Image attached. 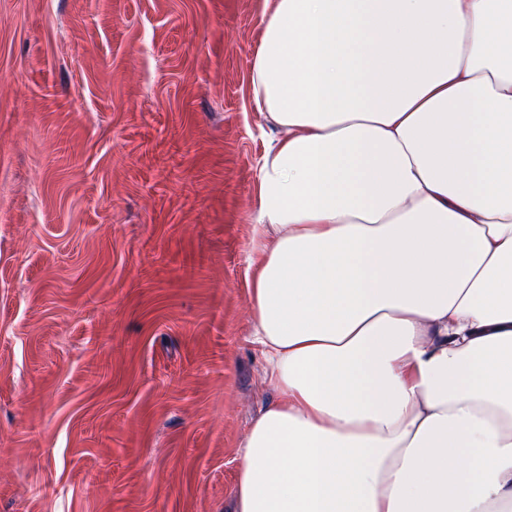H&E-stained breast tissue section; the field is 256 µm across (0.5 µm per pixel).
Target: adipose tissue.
<instances>
[{"mask_svg": "<svg viewBox=\"0 0 512 512\" xmlns=\"http://www.w3.org/2000/svg\"><path fill=\"white\" fill-rule=\"evenodd\" d=\"M233 512H512V0H265Z\"/></svg>", "mask_w": 512, "mask_h": 512, "instance_id": "adipose-tissue-1", "label": "adipose tissue"}]
</instances>
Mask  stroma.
Here are the masks:
<instances>
[{"label":"stroma","mask_w":512,"mask_h":512,"mask_svg":"<svg viewBox=\"0 0 512 512\" xmlns=\"http://www.w3.org/2000/svg\"><path fill=\"white\" fill-rule=\"evenodd\" d=\"M263 0H0V512H227Z\"/></svg>","instance_id":"obj_1"}]
</instances>
